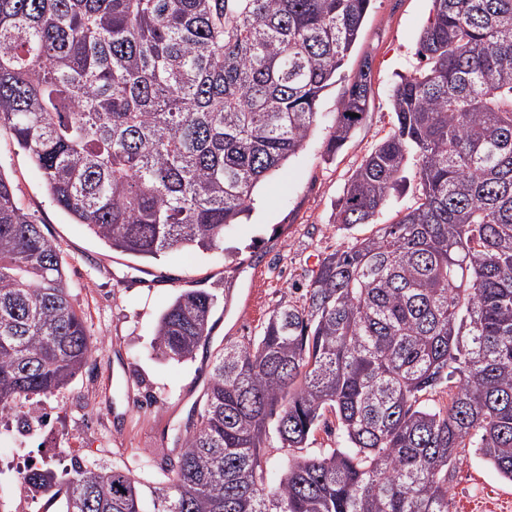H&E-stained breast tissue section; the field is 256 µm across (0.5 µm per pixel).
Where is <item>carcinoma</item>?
<instances>
[{"label": "carcinoma", "mask_w": 512, "mask_h": 512, "mask_svg": "<svg viewBox=\"0 0 512 512\" xmlns=\"http://www.w3.org/2000/svg\"><path fill=\"white\" fill-rule=\"evenodd\" d=\"M370 2L0 0V129L110 248L216 249L306 145ZM433 2L394 129L334 215L375 230L327 254L260 336L216 353L152 512H450L468 449L512 482V0ZM369 76L366 62L329 151L366 119ZM410 163L415 207L376 223ZM216 301L179 294L156 347L193 358ZM97 349L0 174V406L66 388ZM328 413L336 447L308 450ZM268 448L283 452L275 487ZM23 480L60 512H144L126 465L75 457Z\"/></svg>", "instance_id": "carcinoma-1"}]
</instances>
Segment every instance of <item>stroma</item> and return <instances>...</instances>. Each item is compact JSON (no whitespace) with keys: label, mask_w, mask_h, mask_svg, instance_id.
I'll return each instance as SVG.
<instances>
[{"label":"stroma","mask_w":512,"mask_h":512,"mask_svg":"<svg viewBox=\"0 0 512 512\" xmlns=\"http://www.w3.org/2000/svg\"><path fill=\"white\" fill-rule=\"evenodd\" d=\"M433 15L432 0H372L358 38L321 97L305 149L264 181L248 216L230 225L211 251L172 250L144 260L112 251L53 201L44 177L8 130H0V173L16 202L57 248L71 299L99 348L72 383L33 408L44 424L34 433L0 435V461L28 457L69 467L73 456L138 467L157 479L151 461L177 448L178 428L204 393L215 352L245 342L277 307L299 301L320 260L369 233L334 224L351 175L394 126L392 93L399 76L420 66L417 46ZM371 66L368 115L348 142L329 153L342 101L362 62ZM227 295L217 303L208 349L177 362L154 347L158 319L183 291ZM451 512H512V482L467 454L452 483Z\"/></svg>","instance_id":"stroma-1"}]
</instances>
